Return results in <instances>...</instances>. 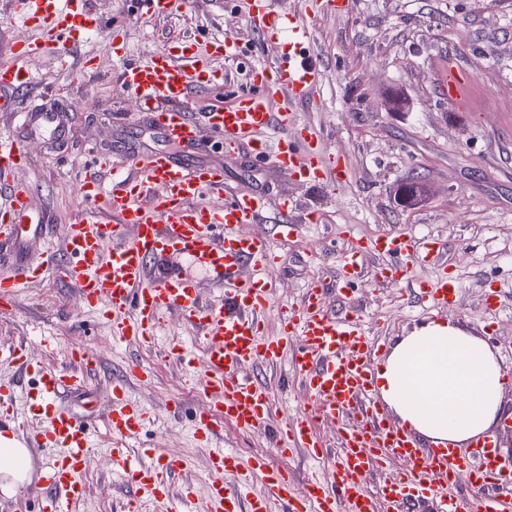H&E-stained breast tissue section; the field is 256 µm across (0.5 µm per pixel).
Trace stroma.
Returning a JSON list of instances; mask_svg holds the SVG:
<instances>
[{"label":"stroma","mask_w":512,"mask_h":512,"mask_svg":"<svg viewBox=\"0 0 512 512\" xmlns=\"http://www.w3.org/2000/svg\"><path fill=\"white\" fill-rule=\"evenodd\" d=\"M344 8L321 15L314 29L313 51L321 77L311 97L299 105L301 121L319 129L327 150L340 154L345 176L306 187L278 173L272 162H259L242 152L225 151L219 139L204 153L222 163L226 182L243 192L261 191L271 206L262 223L244 224V236L268 237L280 262L267 273L276 288L263 318L264 333L278 335L283 312L300 305L311 281L326 290V303L347 306L360 317L373 339L391 346L415 326L450 320L487 337L499 362L512 372V0H347ZM108 18L117 34L128 39V53L144 58L167 47L171 38L195 35L206 43L213 35L242 40L247 54L224 63L230 80L197 91L193 111H206L217 100L231 102L236 87L245 85L250 65L273 64L274 54L262 50L234 0L216 7L212 0H195L182 17L146 21L134 0H90ZM34 30L14 10V0H0V61L12 49L34 38ZM466 77L464 102L453 106L438 77L448 65ZM123 62L108 53L101 35H90L72 46L67 66L55 56L32 57L35 77L30 91L12 92L14 106L35 102L66 113L69 135L60 146L36 138L31 142L32 168L19 179L32 190L33 204L57 231L84 206L75 193L91 152L108 153L137 146L152 149L159 142L145 114L122 88L118 76ZM404 100L391 109L389 97ZM416 179L424 192L415 205L398 198L400 184ZM301 198L309 222L286 236L275 204L280 196ZM391 234L437 237L448 246L445 258L409 267L405 279L377 286L372 278L359 281L350 301H343L336 271L317 260L325 250H339L356 240L371 242ZM460 285L455 302L444 311L421 305L416 289L440 276ZM501 293L502 305L489 312L488 290ZM58 344L44 352L30 332ZM27 338L26 354L35 364L63 367L70 349L90 345L100 356V370L83 395L63 397V404L81 411L95 429H103V413L112 402L111 382L126 378L133 396L153 422L135 440L138 448H156L181 457L189 466L175 478L176 488H192L198 512H207L205 481L209 447L197 439L191 412L203 403L201 378L168 355L172 340L191 342L193 328L180 313L166 314L155 343L113 344L111 326L100 311L85 303L69 282L56 275L35 283L19 305L0 309V348L17 346ZM145 367L138 380L131 365ZM246 380L267 384L277 407L270 420L256 428L223 425L225 447L241 459L259 457L273 470L294 473L304 483L333 464L304 455L282 456L273 433L286 415L302 409L304 392L292 375L291 358L276 365L247 366ZM181 403L173 411V403ZM49 449L32 453L34 469L28 483L15 492H0V512H36L45 493L38 467ZM86 495L76 512H112L116 498L127 495L112 476L108 457L89 456L84 473Z\"/></svg>","instance_id":"stroma-1"}]
</instances>
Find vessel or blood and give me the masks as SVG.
<instances>
[{"label":"vessel or blood","instance_id":"obj_1","mask_svg":"<svg viewBox=\"0 0 512 512\" xmlns=\"http://www.w3.org/2000/svg\"><path fill=\"white\" fill-rule=\"evenodd\" d=\"M140 2L151 21L181 16L189 5V0ZM244 8L267 47L275 48L283 33L288 47L277 50L273 66L252 68L248 88L232 104L200 114L189 110L195 92L223 81L224 73L213 61L239 55L235 38H216L203 48L187 39L124 64L120 81L140 111L149 113L152 129L165 146L93 155L80 181L84 210L65 228L64 264H57L48 247L53 229L34 210L30 186L17 178L31 164L33 136L65 138L64 116L39 109L18 113L13 104L0 103V110L14 112L16 123L15 131L0 136V263L9 268L0 273V303L17 305L23 288L58 269L85 302L109 319L117 340L151 342L165 314L180 311L196 329L202 359L194 361L179 341L170 351L186 364H198L203 376L206 401L197 407L194 419L202 441L213 446L207 482L212 512H379L380 504L414 495L438 499L442 512H512V462L503 459L492 442L478 441L461 455L451 447L421 445L387 419L374 398L375 344L356 315L327 306L319 281L308 285L300 305L284 313L279 335H264L262 316L274 288L266 273L278 256L267 237H245L237 228L261 222L268 199L229 187L222 164H187L168 148L177 146L196 158L208 150L204 134L209 131L221 137L225 148L245 146L254 159L274 160L284 175L302 184L325 183L340 176L341 169L325 152L321 134L296 111L319 78L310 26L286 23L275 0H244ZM17 10L38 36L25 43L12 62L0 64V86L5 88L31 85L24 59L51 54L66 60L71 43L108 28L103 17L88 11L87 0H17ZM211 195L223 196L221 206L206 204ZM276 206L284 218L281 233H293L297 198L282 196ZM32 240L45 242L42 258L31 257ZM369 250L387 259L378 271H368L365 265ZM169 251L186 255L201 268L223 300L205 301L195 281L153 276L151 261ZM445 253L446 244L438 238L381 236L371 244L358 242L332 253L330 260L347 288L368 276L380 284L397 283L409 265L436 263ZM245 267L252 268L251 276H241ZM423 289L431 307L444 308L459 285L443 276ZM293 343L298 346L293 371L305 392L303 412L275 432V444L289 457L302 451L314 459L338 460L326 477H311L300 488L287 472L269 470L263 459L245 464L236 453L213 445L222 434L221 420L249 429L270 419V387L248 382L241 373L259 361L276 363ZM71 357L72 364L65 367L34 368L24 347L10 354L18 377L37 375L22 397L30 413L40 417L38 429H30L16 412L21 397L16 384L0 383V421L12 423L25 447L56 451L41 465L46 496L40 512H73L86 492V459L98 447L94 430L59 401L85 387L96 372L98 356L81 346ZM149 421V413L131 398L126 385L113 382L106 420L110 454L114 470L128 479L133 491L123 512H134L144 500L161 504L164 512H195L192 490L177 496L171 489L173 477L187 468L186 460L158 451L145 464L128 451L126 439ZM322 421L335 428L334 444L318 439L316 427ZM393 457L410 460L412 471L385 477V465ZM230 469L244 481L262 474L265 493L248 497L227 488L224 473ZM461 471L470 477L465 495L456 482ZM371 478L380 485L368 493L363 485Z\"/></svg>","mask_w":512,"mask_h":512}]
</instances>
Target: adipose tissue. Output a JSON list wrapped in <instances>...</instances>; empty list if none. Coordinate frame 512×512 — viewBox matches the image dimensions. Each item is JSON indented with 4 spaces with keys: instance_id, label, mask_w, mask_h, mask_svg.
Wrapping results in <instances>:
<instances>
[{
    "instance_id": "ef3b65f1",
    "label": "adipose tissue",
    "mask_w": 512,
    "mask_h": 512,
    "mask_svg": "<svg viewBox=\"0 0 512 512\" xmlns=\"http://www.w3.org/2000/svg\"><path fill=\"white\" fill-rule=\"evenodd\" d=\"M378 392L401 427L433 446L462 448L493 439L502 395L512 384L490 346L450 321H431L402 337L376 373ZM31 456L0 436L6 489L22 485Z\"/></svg>"
}]
</instances>
